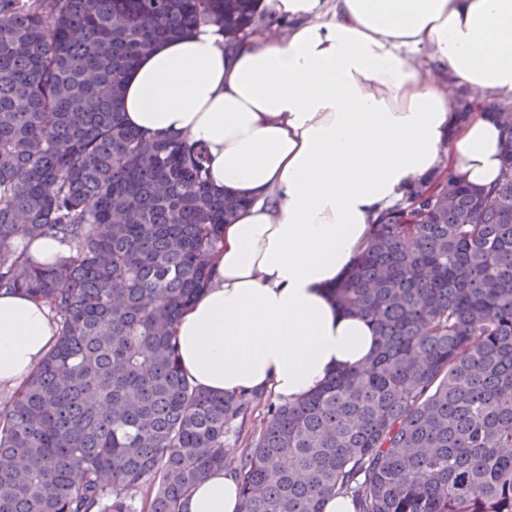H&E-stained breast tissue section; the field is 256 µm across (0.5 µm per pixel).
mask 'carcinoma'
<instances>
[{"label":"carcinoma","mask_w":512,"mask_h":512,"mask_svg":"<svg viewBox=\"0 0 512 512\" xmlns=\"http://www.w3.org/2000/svg\"><path fill=\"white\" fill-rule=\"evenodd\" d=\"M261 2L0 0V293L58 325L0 405V512H183L217 468L243 512H323L332 493L355 512H512V112L493 113L497 185L420 179L330 290L373 326L365 364L295 404L180 370L174 324L242 203L202 148L126 124L123 78L207 24L235 48ZM41 236L71 254L32 263L18 244Z\"/></svg>","instance_id":"carcinoma-1"}]
</instances>
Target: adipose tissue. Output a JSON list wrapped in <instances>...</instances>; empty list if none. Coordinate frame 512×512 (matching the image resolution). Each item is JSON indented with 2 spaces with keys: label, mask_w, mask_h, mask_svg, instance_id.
I'll return each instance as SVG.
<instances>
[{
  "label": "adipose tissue",
  "mask_w": 512,
  "mask_h": 512,
  "mask_svg": "<svg viewBox=\"0 0 512 512\" xmlns=\"http://www.w3.org/2000/svg\"><path fill=\"white\" fill-rule=\"evenodd\" d=\"M286 33L234 50L216 25L154 44L124 78L126 123L202 147L213 186L244 200L211 283L174 325L180 367L219 395L293 403L363 364L371 323L328 291L378 217L434 173L489 187L505 139L487 109L458 123L433 68L493 102L512 97V0H274ZM57 340L46 305L0 295V389L19 387ZM215 469L185 512H241Z\"/></svg>",
  "instance_id": "obj_1"
}]
</instances>
